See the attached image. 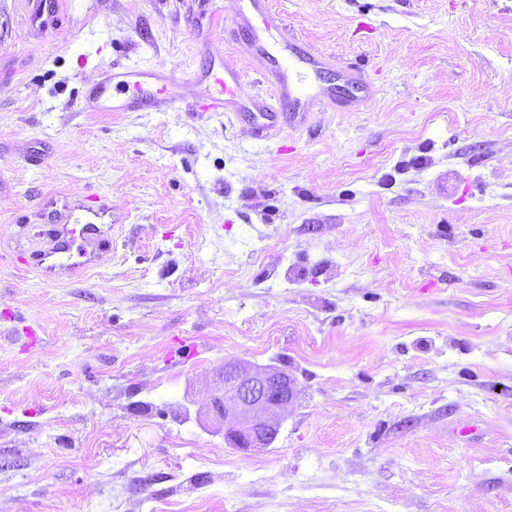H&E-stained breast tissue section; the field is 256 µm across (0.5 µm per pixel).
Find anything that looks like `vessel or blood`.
<instances>
[{
  "label": "vessel or blood",
  "mask_w": 512,
  "mask_h": 512,
  "mask_svg": "<svg viewBox=\"0 0 512 512\" xmlns=\"http://www.w3.org/2000/svg\"><path fill=\"white\" fill-rule=\"evenodd\" d=\"M66 0H22V19L32 31L57 28ZM234 20L238 30L246 33L252 46L253 70L273 88L270 99H258L254 109L259 116L256 131L274 128L298 116L297 108L307 99H331V88L318 85L313 77L322 65L320 56L297 52L290 39L278 45L279 60L267 68L268 39L281 33L282 25L268 16L266 0H236ZM243 77L242 69L231 60L201 74V97L204 110L237 112L235 92ZM178 77L173 72L114 66L88 83L84 100L97 112H162L175 101ZM76 221L81 225L82 240L92 244L100 233L98 219L108 211L100 205H74Z\"/></svg>",
  "instance_id": "obj_1"
}]
</instances>
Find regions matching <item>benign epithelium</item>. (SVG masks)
<instances>
[{
  "mask_svg": "<svg viewBox=\"0 0 512 512\" xmlns=\"http://www.w3.org/2000/svg\"><path fill=\"white\" fill-rule=\"evenodd\" d=\"M295 398L296 383L283 368L229 361L207 410L224 422V439L233 447L264 449L275 442Z\"/></svg>",
  "mask_w": 512,
  "mask_h": 512,
  "instance_id": "obj_1",
  "label": "benign epithelium"
}]
</instances>
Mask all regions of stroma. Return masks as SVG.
<instances>
[{
  "mask_svg": "<svg viewBox=\"0 0 512 512\" xmlns=\"http://www.w3.org/2000/svg\"><path fill=\"white\" fill-rule=\"evenodd\" d=\"M233 7L85 0L31 34L0 0V512H512V0H269L335 96L265 140L192 109L249 61ZM115 62L179 103L91 111ZM94 193L106 251L42 275L54 199ZM238 359L298 382L250 455L195 420Z\"/></svg>",
  "mask_w": 512,
  "mask_h": 512,
  "instance_id": "stroma-1",
  "label": "stroma"
}]
</instances>
